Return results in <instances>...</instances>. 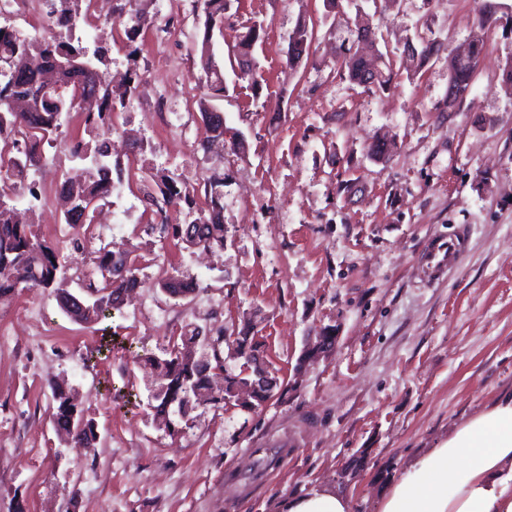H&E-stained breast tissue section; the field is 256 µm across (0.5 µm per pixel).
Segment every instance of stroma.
<instances>
[{
    "label": "stroma",
    "instance_id": "35a3bbf8",
    "mask_svg": "<svg viewBox=\"0 0 512 512\" xmlns=\"http://www.w3.org/2000/svg\"><path fill=\"white\" fill-rule=\"evenodd\" d=\"M499 3L472 92L448 113L436 109L448 54L470 42L482 0H399L382 13L372 0H349L345 11L369 15L377 49L393 62L384 92L337 74L344 31L324 0H230L210 31L199 0H112L108 27L100 6L81 0L82 35L109 51L102 85L140 82L116 109L112 154L124 180L112 220L88 230L65 285L77 291L95 251L112 242L133 247L144 285L112 319L122 345L106 357L94 354L97 326L72 322L53 291L25 289L0 303V512H276L281 499L320 487L350 496L353 512H374L388 479L512 393V92L501 83L512 0ZM134 8L152 24L130 37ZM302 18L314 21L315 38L292 70L288 41ZM255 23L265 35L244 78L235 55ZM420 35L442 49L411 79L402 46ZM205 42L226 87L211 104L243 136L236 152L210 144L200 114ZM379 137L392 146L375 161L368 147ZM79 139L96 141L83 121L65 118L36 174L45 186L76 168ZM158 172L199 204L201 180H223V252H180L146 234L155 216L144 199L158 193ZM458 226L470 231L459 266L421 281L429 240ZM173 270L198 280V293L163 292L158 282ZM253 312L287 397L253 413L200 407L174 436L156 428L140 347L159 354L187 323L232 330ZM328 329L334 349L303 359ZM56 382L78 392L95 425L92 448L57 433ZM126 384L135 402L108 391ZM287 442L291 461L261 469Z\"/></svg>",
    "mask_w": 512,
    "mask_h": 512
}]
</instances>
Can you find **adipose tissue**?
<instances>
[{
    "instance_id": "1",
    "label": "adipose tissue",
    "mask_w": 512,
    "mask_h": 512,
    "mask_svg": "<svg viewBox=\"0 0 512 512\" xmlns=\"http://www.w3.org/2000/svg\"><path fill=\"white\" fill-rule=\"evenodd\" d=\"M279 512H353L351 499L317 488L283 499ZM376 512H512V394L488 404L417 455Z\"/></svg>"
}]
</instances>
